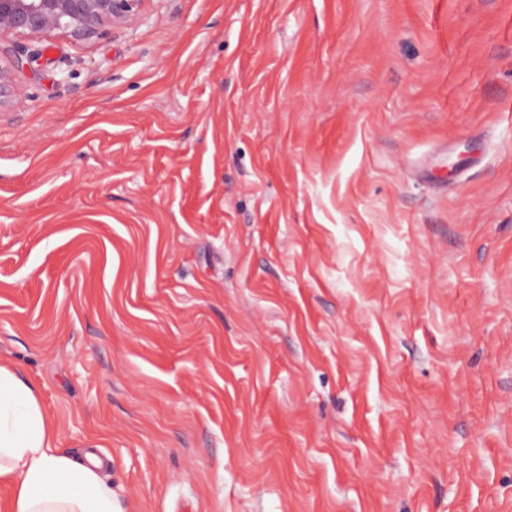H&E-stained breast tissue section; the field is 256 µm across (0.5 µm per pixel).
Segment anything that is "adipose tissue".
Returning a JSON list of instances; mask_svg holds the SVG:
<instances>
[{
	"mask_svg": "<svg viewBox=\"0 0 512 512\" xmlns=\"http://www.w3.org/2000/svg\"><path fill=\"white\" fill-rule=\"evenodd\" d=\"M104 467L94 451L60 452L35 387L0 364V486L9 490L0 512H115Z\"/></svg>",
	"mask_w": 512,
	"mask_h": 512,
	"instance_id": "adipose-tissue-1",
	"label": "adipose tissue"
}]
</instances>
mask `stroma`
Returning a JSON list of instances; mask_svg holds the SVG:
<instances>
[{"label": "stroma", "mask_w": 512, "mask_h": 512, "mask_svg": "<svg viewBox=\"0 0 512 512\" xmlns=\"http://www.w3.org/2000/svg\"><path fill=\"white\" fill-rule=\"evenodd\" d=\"M0 106V363L116 512H512V0H145Z\"/></svg>", "instance_id": "stroma-1"}]
</instances>
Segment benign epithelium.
Returning <instances> with one entry per match:
<instances>
[{"label":"benign epithelium","mask_w":512,"mask_h":512,"mask_svg":"<svg viewBox=\"0 0 512 512\" xmlns=\"http://www.w3.org/2000/svg\"><path fill=\"white\" fill-rule=\"evenodd\" d=\"M144 0H0V44L65 36L88 42L104 36L116 24L132 25ZM39 52L25 49L0 63V103L14 85L16 70L37 60Z\"/></svg>","instance_id":"benign-epithelium-1"}]
</instances>
